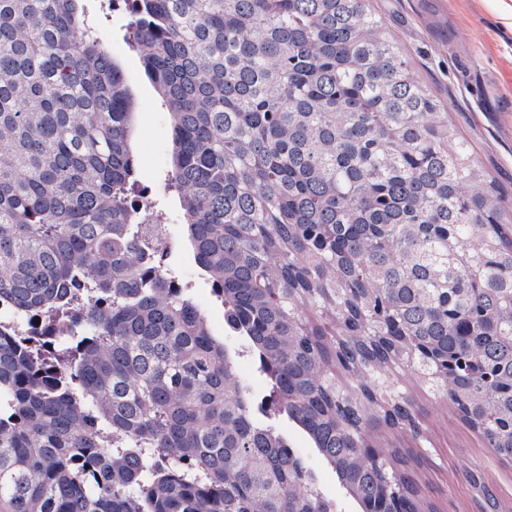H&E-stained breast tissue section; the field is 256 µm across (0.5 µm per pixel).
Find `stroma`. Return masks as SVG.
<instances>
[{
	"label": "stroma",
	"instance_id": "1",
	"mask_svg": "<svg viewBox=\"0 0 512 512\" xmlns=\"http://www.w3.org/2000/svg\"><path fill=\"white\" fill-rule=\"evenodd\" d=\"M371 5L409 60L413 78L430 89L441 110L472 142L481 166L512 199V32L501 30L485 0H371ZM125 22L122 15L101 20L108 47L121 60L137 102L140 182L151 188L155 205L167 211L177 235L178 208L166 187L171 122L127 44ZM171 264L191 288L213 332L223 334L224 311L199 278L192 257L179 249ZM393 379L414 401L425 433L422 443L403 438L395 445L412 448L418 456L413 477L435 512H512V466L502 464L414 373L398 370ZM288 439L315 471L323 494L337 500L342 512H357L305 437L292 429Z\"/></svg>",
	"mask_w": 512,
	"mask_h": 512
}]
</instances>
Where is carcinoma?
I'll list each match as a JSON object with an SVG mask.
<instances>
[{
	"label": "carcinoma",
	"mask_w": 512,
	"mask_h": 512,
	"mask_svg": "<svg viewBox=\"0 0 512 512\" xmlns=\"http://www.w3.org/2000/svg\"><path fill=\"white\" fill-rule=\"evenodd\" d=\"M84 0H0V502L10 512H423L407 367L512 462V201L369 0H132L170 189L224 309L151 260L134 100ZM85 302L54 350L11 337ZM268 394L237 378L241 348ZM281 425L288 432L290 443L317 474L323 494L337 500L341 507L339 510H342V512H357L359 510L358 507L343 493L336 482L335 475L323 465L319 456L311 448L305 437L288 425V423L282 422Z\"/></svg>",
	"instance_id": "obj_1"
}]
</instances>
